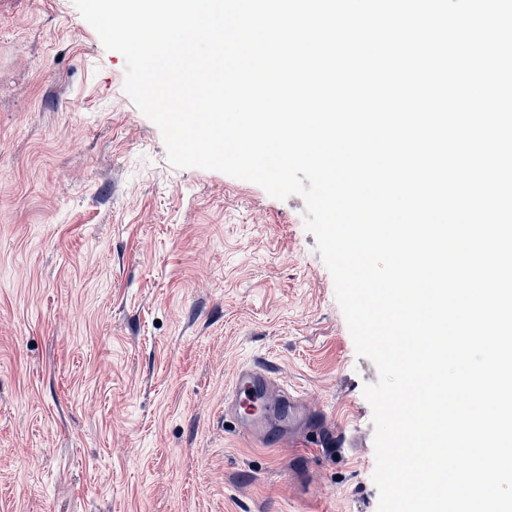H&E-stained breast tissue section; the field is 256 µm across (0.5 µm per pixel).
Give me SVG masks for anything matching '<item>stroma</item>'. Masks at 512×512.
<instances>
[{"label":"stroma","mask_w":512,"mask_h":512,"mask_svg":"<svg viewBox=\"0 0 512 512\" xmlns=\"http://www.w3.org/2000/svg\"><path fill=\"white\" fill-rule=\"evenodd\" d=\"M73 0H0V512H377L378 373L304 200L176 169ZM342 447L240 435L237 370Z\"/></svg>","instance_id":"obj_1"}]
</instances>
